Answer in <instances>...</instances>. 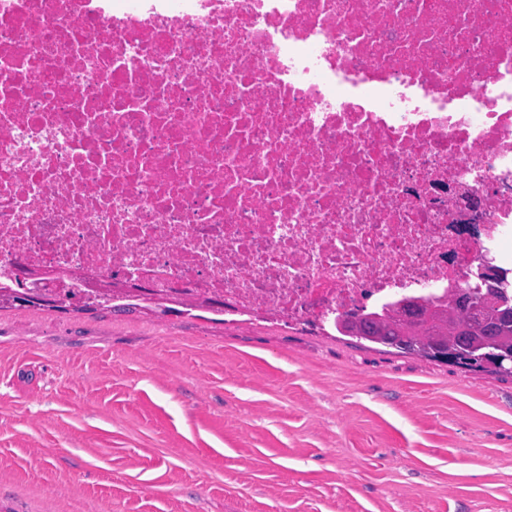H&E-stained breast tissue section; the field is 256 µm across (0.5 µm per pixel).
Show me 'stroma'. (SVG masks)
Listing matches in <instances>:
<instances>
[{
  "label": "stroma",
  "mask_w": 512,
  "mask_h": 512,
  "mask_svg": "<svg viewBox=\"0 0 512 512\" xmlns=\"http://www.w3.org/2000/svg\"><path fill=\"white\" fill-rule=\"evenodd\" d=\"M0 512H512V373L207 307L2 308Z\"/></svg>",
  "instance_id": "obj_1"
}]
</instances>
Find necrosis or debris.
<instances>
[{"mask_svg":"<svg viewBox=\"0 0 512 512\" xmlns=\"http://www.w3.org/2000/svg\"><path fill=\"white\" fill-rule=\"evenodd\" d=\"M510 237L512 0H0V287L330 326ZM26 281H28V284L25 286ZM17 282L22 288H30L26 289V295L35 304L56 301L52 289L54 288V282L50 275L41 270L29 268L24 277L18 279Z\"/></svg>","mask_w":512,"mask_h":512,"instance_id":"1","label":"necrosis or debris"}]
</instances>
